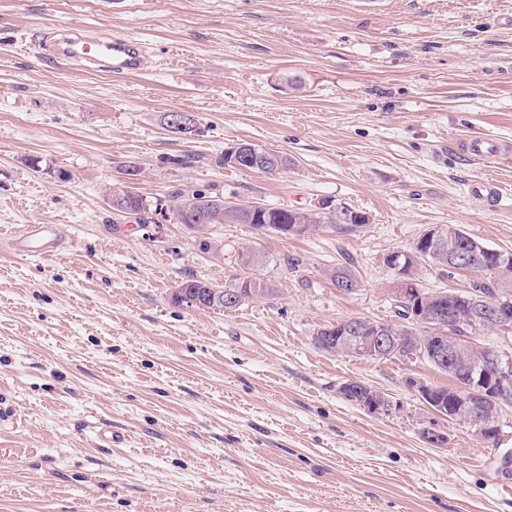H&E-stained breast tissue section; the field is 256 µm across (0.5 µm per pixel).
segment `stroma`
<instances>
[{"label": "stroma", "mask_w": 512, "mask_h": 512, "mask_svg": "<svg viewBox=\"0 0 512 512\" xmlns=\"http://www.w3.org/2000/svg\"><path fill=\"white\" fill-rule=\"evenodd\" d=\"M62 27L137 37L147 67L115 77L37 55ZM168 112L193 113L200 135L169 132ZM472 136L512 145V0H0V512H512L498 487L512 407L483 443L408 387L447 384L429 364L314 343L344 319L397 322L384 259L432 226L512 252V155L472 157ZM238 141L289 164L218 165ZM124 161L151 201L330 197L369 222L290 238L140 224L106 202ZM488 180L492 205L477 196ZM25 224L61 225L59 254H13ZM244 245L266 254L274 295L224 313L174 303L183 281L238 275ZM347 257L351 294L323 275ZM349 379L391 412L346 400ZM102 424L122 442L97 445ZM362 391L370 394V399L367 395H362V397L365 399H360V406L364 410H366L369 413L373 414H379V413H389L392 410L393 404L392 401L387 398V396L377 390L376 388L361 383L359 381L355 380H349L347 382H344L340 388L339 392L341 395L345 398H351L348 401L358 405V403L353 402V399H357L356 393H361ZM368 399V400H366Z\"/></svg>", "instance_id": "1"}]
</instances>
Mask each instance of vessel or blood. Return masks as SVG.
<instances>
[{
    "instance_id": "obj_1",
    "label": "vessel or blood",
    "mask_w": 512,
    "mask_h": 512,
    "mask_svg": "<svg viewBox=\"0 0 512 512\" xmlns=\"http://www.w3.org/2000/svg\"><path fill=\"white\" fill-rule=\"evenodd\" d=\"M41 44L46 56L88 70L133 74L146 66L144 46L124 35L69 30L45 34ZM10 246L18 256H54L61 247V229L56 224H26L14 233Z\"/></svg>"
}]
</instances>
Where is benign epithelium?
<instances>
[{
	"label": "benign epithelium",
	"mask_w": 512,
	"mask_h": 512,
	"mask_svg": "<svg viewBox=\"0 0 512 512\" xmlns=\"http://www.w3.org/2000/svg\"><path fill=\"white\" fill-rule=\"evenodd\" d=\"M168 122L174 128L183 131V137L192 138L197 135L198 126L195 116L188 112L173 113ZM270 149L255 143L237 142L224 149V165L238 168L256 167L266 158ZM138 174L136 168L129 165L118 177V185L107 191L108 204L118 207L122 204V193L135 188ZM459 228L454 225H435L429 228L416 243L414 249L406 254L392 253L387 255L385 262L395 268L400 258L410 260L413 257L423 260V264L440 267L462 266L470 262L471 253L458 252L448 248V242L454 241ZM501 280L498 287L512 286V259L498 257L494 266ZM407 277L397 278L394 288L395 307L405 325L422 327L429 331L418 356L424 361L446 368L453 373L468 377L467 384L459 393L444 402L435 398V388L422 381L409 379L408 386L416 393L422 404L432 413L441 418L463 417L475 427L479 439L487 443L497 441L501 435L499 414L509 403L508 395L512 394V353L497 352L492 357H485L483 346L471 336L446 335L437 333V327L457 320L456 310L431 305L428 298L431 294L419 288L407 287ZM175 297L191 307H202L204 302L211 305H226L231 308L240 306L254 297L250 288V280H244L239 287L224 292L222 288H213L208 294L190 296L182 289ZM470 319L480 325L489 321L498 324L512 323V309L508 302L500 297L493 299L478 292L470 299ZM339 340L330 336L320 337L318 344L334 353L340 346L353 347L361 354L370 358H386L394 355L399 348L400 336L397 329L385 322L365 319L359 323L344 320L340 323ZM370 394V399L360 400V406L369 413H388L392 410V401L376 388L355 380L343 383L339 392L348 399L356 398L361 392Z\"/></svg>",
	"instance_id": "7a95c632"
}]
</instances>
